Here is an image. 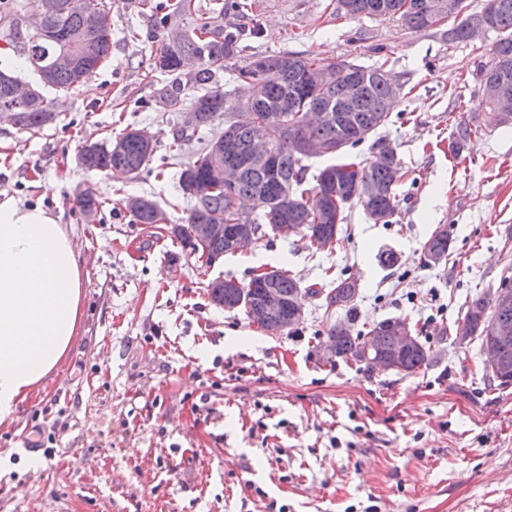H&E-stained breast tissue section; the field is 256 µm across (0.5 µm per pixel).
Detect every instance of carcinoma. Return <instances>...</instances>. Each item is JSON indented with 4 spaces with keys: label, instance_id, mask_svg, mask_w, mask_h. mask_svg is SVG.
<instances>
[{
    "label": "carcinoma",
    "instance_id": "1",
    "mask_svg": "<svg viewBox=\"0 0 512 512\" xmlns=\"http://www.w3.org/2000/svg\"><path fill=\"white\" fill-rule=\"evenodd\" d=\"M60 10L48 17L43 31L35 38H27L22 21L27 14L21 0H0V41L7 45L13 56L24 60L36 73L46 72L48 83H33L31 100L19 103L13 99V89L22 78L8 63L0 61V110L15 113L16 124L23 129L40 128L48 123L53 113L51 104L43 95V88L50 86L58 91H68L88 80L112 51V27L98 23L99 16L112 11L108 0H60ZM431 0H388L398 7L392 16L415 31H425L451 21L446 16L426 22L423 6ZM494 16L485 10L467 15L448 28V42H463L470 38L472 29L481 26L501 33L489 54L474 62L477 81L498 80L504 90L512 95V0H498ZM337 11L349 17L369 16L371 0H338ZM143 8L152 12L158 27L167 30L180 28L178 38L165 39L156 56L155 67L167 75L166 80L153 92V101L161 108L174 112H194L197 123L190 128L181 127L176 138L191 136L213 125L221 118L236 116L238 120L224 122V133L204 142L200 151L181 170L179 187L190 199L191 207L186 223L175 225L171 240L184 247L191 237L195 224H237L244 220L252 224L269 226L271 232L280 231L283 225L301 226L314 236L321 232V211L327 207L336 219V231L348 223V210L355 204L364 211L374 210L393 223L398 214L400 179L407 174L397 150H391L388 165L362 164L355 161L350 151L366 142L389 120L386 105L394 98L388 82L389 73L380 67L343 62L344 70L333 76L322 88L308 83V74L319 67H336V60L304 56L295 52L255 55L237 68L235 85L223 90L218 84L224 63L242 52L239 25L224 23V14L243 9L239 0H212L204 7L196 0H142ZM29 44L28 54H21L19 47ZM186 59L197 64L189 75L179 66ZM251 82L259 87L257 97L241 113L237 93L241 84ZM318 102L334 113L330 122L309 123L305 114ZM481 130L478 120L458 124L450 152L461 148L472 135ZM269 136L271 155L260 160L254 156L255 140L261 132ZM306 139L321 144H334L340 150L333 154L338 162L329 165L314 176L315 184L308 185V166L292 151L290 140ZM156 148L146 146L136 134V129H123L107 143L96 148H79L78 154L87 171L102 172L116 181H126L145 171L152 161ZM238 169L233 197L219 188V173L224 165ZM293 191L285 195L282 186ZM143 204L130 211L136 224L152 226L166 221L164 210L153 199L142 197ZM252 202L249 211L242 209L241 201ZM452 239L446 233L435 231L424 242L420 266L428 267L432 255L448 261ZM236 280L213 281L211 301L219 305L229 295L238 296ZM252 294L250 306H255L259 291L265 287L278 289L288 301L305 293L325 295L327 307L345 311L348 320L356 318L360 288L357 280L336 277L330 288L312 284L301 285L295 277L282 269L256 270L243 284ZM495 318L512 327V307L496 310L491 296L477 294L466 304L463 329L472 337L482 338L487 319ZM378 321L354 335L344 332V325L332 327L327 342L333 347L334 356L348 361V354L358 353V347L369 336L375 337L383 350L390 348L391 337ZM420 346L405 354L398 372L413 374L431 361V344L419 338Z\"/></svg>",
    "mask_w": 512,
    "mask_h": 512
}]
</instances>
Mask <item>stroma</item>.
Returning <instances> with one entry per match:
<instances>
[{"label":"stroma","mask_w":512,"mask_h":512,"mask_svg":"<svg viewBox=\"0 0 512 512\" xmlns=\"http://www.w3.org/2000/svg\"><path fill=\"white\" fill-rule=\"evenodd\" d=\"M337 0H259L242 19L236 64L293 51L381 66L404 82L378 138L413 179L395 223L353 206L330 250L266 235L214 266L169 235L132 223L118 196L157 200L168 223L191 206L179 188L202 137L174 142L179 113L151 100L164 37L140 0H112V53L69 93L46 90L55 113L38 129L0 120V189L66 224L83 264V317L56 374L0 422V512H512V386L483 371L479 340L457 347L464 304L512 270V128L483 127L458 160V122L480 113L473 62L497 32L448 45L440 30L395 18L337 16ZM132 126L156 140L149 171L125 182L76 162L88 140ZM93 191L95 223L76 198ZM447 226V265H419ZM399 258L383 266L378 255ZM277 268L302 285L339 272L360 287L353 330L403 317L433 343L416 374L323 360L346 314L306 297L292 331L271 335L243 311L211 303L215 278L248 281Z\"/></svg>","instance_id":"35a3bbf8"}]
</instances>
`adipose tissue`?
Here are the masks:
<instances>
[{
	"mask_svg": "<svg viewBox=\"0 0 512 512\" xmlns=\"http://www.w3.org/2000/svg\"><path fill=\"white\" fill-rule=\"evenodd\" d=\"M82 286L67 226L48 209L0 196V422L66 357Z\"/></svg>",
	"mask_w": 512,
	"mask_h": 512,
	"instance_id": "ef3b65f1",
	"label": "adipose tissue"
}]
</instances>
